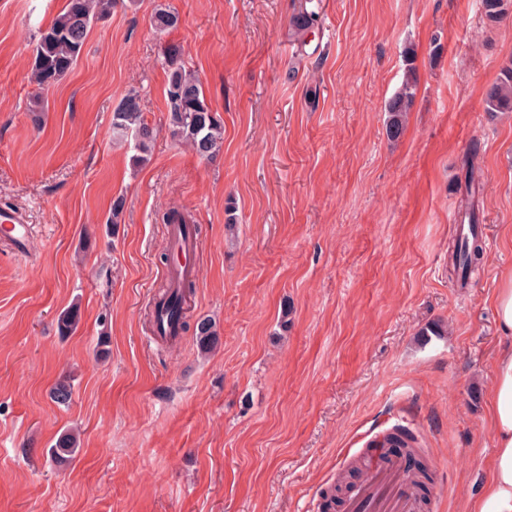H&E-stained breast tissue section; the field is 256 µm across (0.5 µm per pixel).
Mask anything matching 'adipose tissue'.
<instances>
[{
	"instance_id": "obj_1",
	"label": "adipose tissue",
	"mask_w": 512,
	"mask_h": 512,
	"mask_svg": "<svg viewBox=\"0 0 512 512\" xmlns=\"http://www.w3.org/2000/svg\"><path fill=\"white\" fill-rule=\"evenodd\" d=\"M490 409L496 449L488 463L489 478L471 512H512V346L494 364Z\"/></svg>"
}]
</instances>
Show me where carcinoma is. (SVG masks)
Wrapping results in <instances>:
<instances>
[{"label": "carcinoma", "instance_id": "1", "mask_svg": "<svg viewBox=\"0 0 512 512\" xmlns=\"http://www.w3.org/2000/svg\"><path fill=\"white\" fill-rule=\"evenodd\" d=\"M111 5L112 0H66L62 11L52 24L43 30L33 50L32 73L38 89L56 83L77 63L92 23L98 19L97 5ZM487 21L491 24L501 22L512 10V0H482ZM178 15L160 8L151 17V25L164 32L177 26ZM319 4L315 0H302L299 10L290 19L293 35L305 46L304 36L319 26ZM164 65L168 72L167 96L169 105V130L172 137L188 145L198 156L209 159L219 151L224 140V122L206 97L199 77L189 70L183 58V49L178 44L165 47ZM416 91L413 73H408L400 88L386 105L387 133L397 139L403 133L409 109ZM484 110L490 113L512 112V68H507L486 92ZM134 134L136 148L140 155L136 162L144 161V153L154 140V130L145 122L141 98L138 92H127L112 113V135L122 139ZM482 254L478 233L473 232L461 242L453 245L451 251L450 272L464 287L468 274L475 269ZM195 281L186 279L181 283L178 293L164 289L160 298L168 300L172 314L176 316L179 331L188 328L187 308L183 304L194 294ZM79 323V309L73 306L58 316V328L63 336L76 330ZM194 336L197 348L207 354L219 344V334L211 320L202 318L196 322ZM51 398L59 405H67L71 400L72 388L66 380L54 384ZM393 451L404 457L406 470L419 490L425 492L433 484V474L428 461L418 449L411 446L408 436L398 432L391 436ZM78 449L77 436L64 433L50 448L51 456L57 459L69 458Z\"/></svg>", "mask_w": 512, "mask_h": 512}]
</instances>
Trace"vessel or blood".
Wrapping results in <instances>:
<instances>
[{"label": "vessel or blood", "mask_w": 512, "mask_h": 512, "mask_svg": "<svg viewBox=\"0 0 512 512\" xmlns=\"http://www.w3.org/2000/svg\"><path fill=\"white\" fill-rule=\"evenodd\" d=\"M32 236L30 225L19 213L0 208V243L25 252ZM173 262L167 278L179 282L194 275L196 241L189 227L173 224L168 228ZM416 488L409 481L402 460L384 445L370 448L362 462L361 478L350 486L343 500V512H418Z\"/></svg>", "instance_id": "1"}]
</instances>
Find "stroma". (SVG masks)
<instances>
[{"label":"stroma","mask_w":512,"mask_h":512,"mask_svg":"<svg viewBox=\"0 0 512 512\" xmlns=\"http://www.w3.org/2000/svg\"><path fill=\"white\" fill-rule=\"evenodd\" d=\"M64 5L0 0V206L33 227L25 254L0 246V512H323L349 456L397 424L440 465L430 512H466L512 346L493 309L512 274V113L483 108L512 66V15L321 0L301 48L299 0H117L34 112L35 39ZM160 7L177 28L152 27ZM171 43L224 120L214 160L169 134ZM410 68L392 140L385 108ZM131 90L157 131L141 163L112 137ZM470 155L483 257L462 288L449 255ZM170 209L200 229L187 320L215 323L206 355L148 323ZM65 377L66 407L50 398ZM66 432L79 451L59 463ZM415 91L416 81L410 68L400 88L386 105V112L388 113L387 133L391 139H398L403 133Z\"/></svg>","instance_id":"obj_1"}]
</instances>
